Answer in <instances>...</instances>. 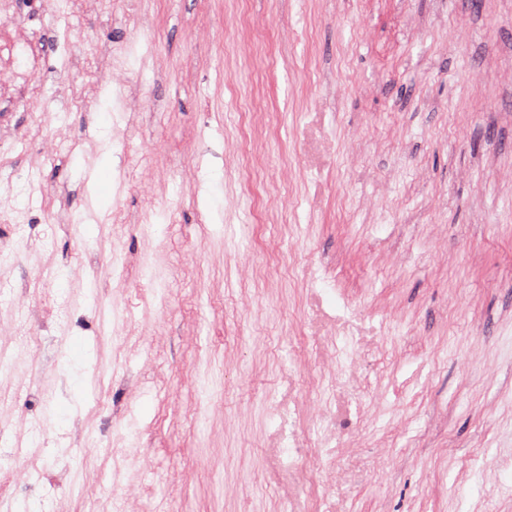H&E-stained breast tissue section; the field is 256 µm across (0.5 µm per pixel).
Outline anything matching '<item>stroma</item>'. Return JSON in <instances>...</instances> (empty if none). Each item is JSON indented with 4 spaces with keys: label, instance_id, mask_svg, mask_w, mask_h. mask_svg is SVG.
<instances>
[{
    "label": "stroma",
    "instance_id": "35a3bbf8",
    "mask_svg": "<svg viewBox=\"0 0 512 512\" xmlns=\"http://www.w3.org/2000/svg\"><path fill=\"white\" fill-rule=\"evenodd\" d=\"M0 15V185L28 216L0 223V419L31 450L19 512H278L288 471L268 438L305 359L309 288L248 250L332 261L381 343L336 512H512V0H14ZM145 16L122 83L95 70ZM223 39H216V31ZM31 45L28 54L15 44ZM274 122L255 221L239 124ZM111 166L116 189L93 175ZM171 207L159 218L155 204ZM68 220L48 249L29 248ZM150 232H142L144 223ZM300 225L289 234V225ZM119 254L124 274L109 260ZM57 268L50 288L39 272ZM125 322L112 337V312ZM39 329L22 368L9 357ZM54 418L58 442L32 438ZM149 459L112 484V442ZM101 456L76 460L87 439Z\"/></svg>",
    "mask_w": 512,
    "mask_h": 512
}]
</instances>
